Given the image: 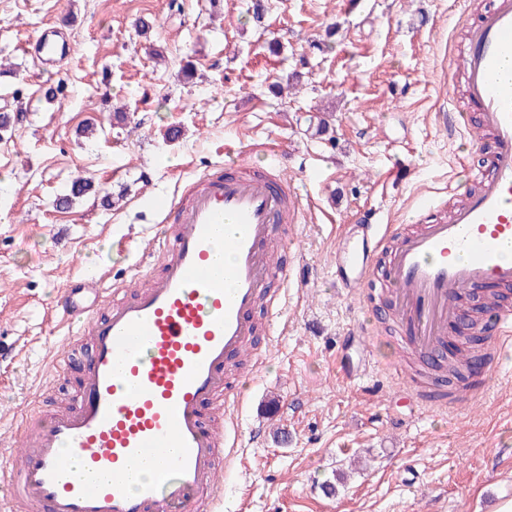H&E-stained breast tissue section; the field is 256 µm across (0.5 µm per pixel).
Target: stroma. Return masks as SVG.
Segmentation results:
<instances>
[{
  "mask_svg": "<svg viewBox=\"0 0 512 512\" xmlns=\"http://www.w3.org/2000/svg\"><path fill=\"white\" fill-rule=\"evenodd\" d=\"M263 2L260 29L254 0H0V112L27 109L0 132V344L13 350L0 358V431L57 406L36 396L71 334L53 315L62 294L99 270L121 277L118 241L146 246L154 199L223 164L234 142L255 165L277 162L310 204L283 257L301 256L309 280L286 286L267 361L234 413L220 512H492L512 498V359L476 377L481 398L420 409L391 387L403 353L384 325L366 345L349 339L363 308L331 270L360 211L406 224L421 200L488 173V150L466 153L436 114L464 83L444 52L491 0ZM49 27L74 47L63 64L33 57ZM57 85L63 98L47 100ZM78 176L98 195L58 207ZM344 355L365 376L346 380Z\"/></svg>",
  "mask_w": 512,
  "mask_h": 512,
  "instance_id": "obj_1",
  "label": "stroma"
}]
</instances>
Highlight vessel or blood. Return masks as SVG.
I'll list each match as a JSON object with an SVG mask.
<instances>
[{
    "label": "vessel or blood",
    "instance_id": "b4317fda",
    "mask_svg": "<svg viewBox=\"0 0 512 512\" xmlns=\"http://www.w3.org/2000/svg\"><path fill=\"white\" fill-rule=\"evenodd\" d=\"M37 58H69V42L43 31ZM449 66L466 76V102L491 135V175L448 215L419 209L413 232L366 223L360 236L336 244L341 287L370 305L379 250L391 242L385 271L391 315L404 348L437 357L451 323L465 315L460 292L493 283L512 288V0H493L467 24L461 55ZM236 172L204 168L186 193L160 198L162 228L147 257L110 288L80 282L59 314L88 337L73 407L56 411L35 430H20L19 454L0 459V512L20 502L38 512H216L224 499V463L238 444L235 422H216L214 402L243 403L238 367L261 366L267 353L254 313L276 310L280 288L305 282L303 264H281L270 249L282 225L299 223L301 202L289 199L279 170ZM225 238L228 264L215 262ZM135 253V261H142ZM494 333L481 356L500 363L512 353V308L490 309ZM154 461L150 477L134 479L130 464ZM77 465L84 479L66 476Z\"/></svg>",
    "mask_w": 512,
    "mask_h": 512
}]
</instances>
